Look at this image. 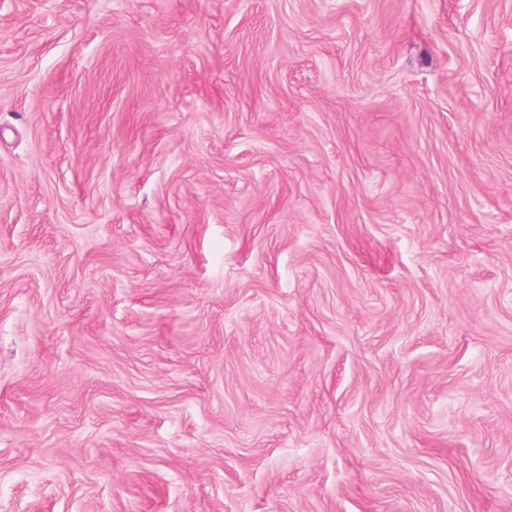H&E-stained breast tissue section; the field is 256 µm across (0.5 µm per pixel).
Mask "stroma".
Masks as SVG:
<instances>
[{"label":"stroma","instance_id":"35a3bbf8","mask_svg":"<svg viewBox=\"0 0 512 512\" xmlns=\"http://www.w3.org/2000/svg\"><path fill=\"white\" fill-rule=\"evenodd\" d=\"M0 512H512V0H0Z\"/></svg>","mask_w":512,"mask_h":512}]
</instances>
